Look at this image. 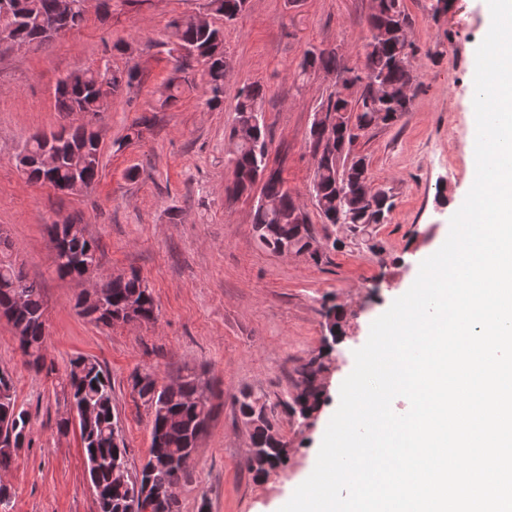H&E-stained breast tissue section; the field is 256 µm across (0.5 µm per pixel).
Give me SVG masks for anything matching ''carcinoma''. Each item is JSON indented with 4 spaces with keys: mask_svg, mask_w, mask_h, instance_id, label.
<instances>
[{
    "mask_svg": "<svg viewBox=\"0 0 512 512\" xmlns=\"http://www.w3.org/2000/svg\"><path fill=\"white\" fill-rule=\"evenodd\" d=\"M80 0H0V28L11 29L13 38L20 42L37 39L48 40L55 35L52 21L71 22L79 25L84 21L79 8ZM247 0H208L211 14L232 21L245 10ZM369 31L384 29L387 38L372 35L364 43V67L354 73L359 87L356 100L334 95L322 104L320 111L337 115V121L329 128L309 131V136L332 140V149L325 151L317 163L312 182L311 196L324 223L342 230L343 236L334 238L328 249L338 250L363 243L369 249H380L374 242L375 229L387 221L393 208L391 189L369 195L363 189L368 173L364 156L352 155V135L355 129L364 132L371 129L376 114H381V125L396 123L407 112L415 93H406L414 87L416 76L410 68L409 58L414 45L406 42L403 28L410 26L402 9L401 0H372L368 19ZM172 51L186 49L204 58L206 62L210 96L208 105L217 107L224 99V36L212 23L195 25L181 20L171 22ZM342 73L336 49L318 52L308 51L300 63V75L311 71ZM136 79L134 70L126 71L122 79L109 70L85 69L61 79L55 88L58 111L70 115H98L106 111L121 85L132 86ZM112 84L110 92H103L99 84ZM192 87V81L184 76L169 78L160 91L157 109L174 105L182 91ZM262 97L257 85L243 87L235 108L236 123L248 121L251 113L260 111L258 100ZM58 145L59 162L45 166L39 161L47 141ZM268 161V142L263 123L255 126L252 139L235 144L230 153L233 180L226 190L234 194L251 191ZM19 162L27 180L55 185L68 184L77 179L85 186L92 185L100 173L98 133L87 125L71 124L46 136L34 134L19 154ZM261 193L277 199V210L254 209L253 229L259 242L271 253L281 256L289 252L306 253L314 263L322 261L326 253L310 251V239L314 236L309 218L301 222L286 221L288 211L294 208V198L285 187L279 171L264 178ZM55 250L56 272L61 277L78 273L86 260H99V246L89 240L81 224H56L51 226ZM110 306L116 312L129 300L140 303L145 321L156 318V304L145 281L132 272L107 281ZM12 312L8 323L19 331V346L26 357V364L40 368L39 351L45 338L43 316L45 313L42 290L26 280L22 271L11 261L0 260V310ZM326 329L332 336L345 333V313L335 304L324 306ZM330 350L321 349L298 369L299 378L295 393L284 401L289 413L302 423L320 410L326 398V388L319 381L329 367L325 358ZM70 400L86 402L93 413L78 423L82 452L85 458H99L101 463L97 481L101 487L97 498L99 512H125V499L129 488L112 475V463L128 466L126 448L115 443L116 421L113 415L112 382L96 361L77 357L70 363L68 373ZM139 399L152 414V442L150 459L141 470V483L150 487V493L159 496L155 501H145L143 512H174V504L164 498L168 489L182 476L180 461L195 448L202 427L211 418L213 403L197 397L196 375L189 371L179 377L177 385L155 390L152 384L132 385ZM241 420L252 425L251 448L248 464L254 475L263 477L268 470L284 463L288 456L286 443L281 439L269 418L267 405L262 397L244 391L236 401ZM18 423L14 435L15 447L24 445L29 424L25 409L17 404L16 397L0 404V420Z\"/></svg>",
    "mask_w": 512,
    "mask_h": 512,
    "instance_id": "obj_1",
    "label": "carcinoma"
}]
</instances>
